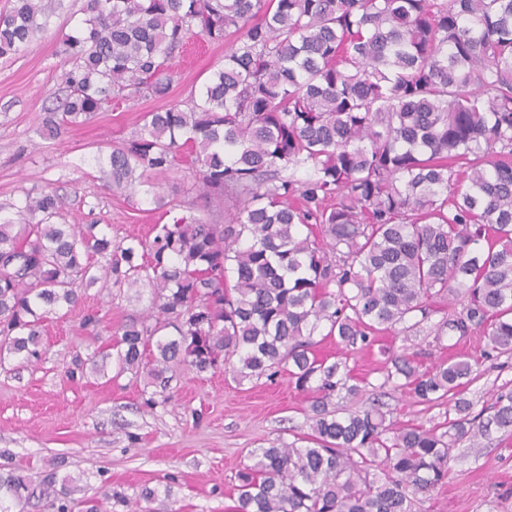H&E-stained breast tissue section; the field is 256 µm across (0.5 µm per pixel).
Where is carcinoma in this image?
Here are the masks:
<instances>
[{
    "label": "carcinoma",
    "mask_w": 512,
    "mask_h": 512,
    "mask_svg": "<svg viewBox=\"0 0 512 512\" xmlns=\"http://www.w3.org/2000/svg\"><path fill=\"white\" fill-rule=\"evenodd\" d=\"M45 11L13 0L0 13V57L42 30ZM83 12L62 38L69 94L43 118L49 136L115 99L166 98L169 61L194 35L224 43V64L190 106L145 113L95 157L112 192L170 216L151 238L59 224L67 197L55 191L26 196L18 224L0 216V367L39 359L45 322L77 306L79 288L148 286L150 310L109 344L112 379L146 376L147 406L175 365L239 386L286 370L309 395L308 445L253 450L234 512H415L454 449L512 428V392L479 421L462 397L476 361L422 371L383 349L384 383L454 413L442 432L396 428L382 403L337 409L362 386L316 356L314 337L353 347L406 334L440 298L459 307L436 336L478 331L512 352V0H85ZM184 147L201 215L151 182ZM104 321L89 311L80 327L96 337ZM70 493L44 476L57 512ZM33 496L0 468V512Z\"/></svg>",
    "instance_id": "1"
}]
</instances>
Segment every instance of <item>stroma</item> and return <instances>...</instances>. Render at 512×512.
I'll list each match as a JSON object with an SVG mask.
<instances>
[{"label": "stroma", "instance_id": "35a3bbf8", "mask_svg": "<svg viewBox=\"0 0 512 512\" xmlns=\"http://www.w3.org/2000/svg\"><path fill=\"white\" fill-rule=\"evenodd\" d=\"M83 6L84 0H63L29 44L0 58V212L16 214L26 195L53 188L69 200L63 223L96 224L115 240L141 237L159 223L160 211L142 195L113 194L93 157L128 138L144 113L187 104L223 65L225 46L193 39L171 60L167 98L123 100L86 124L44 138L45 111L54 95L64 94L70 68L61 39L80 23ZM161 183L182 205L203 207L188 153ZM81 294L78 306L59 310L47 323L39 361L15 359L0 368V465L35 483L51 471L72 479L75 501H102L105 512H232L235 475L249 464L251 450L308 435L309 402L284 371L240 386L221 370L199 374L178 367L167 400L153 408L143 403L142 379L131 375L113 380L88 368L66 378L74 357H90L107 344L81 331L86 311L106 314L117 327L142 316L152 301L148 287L111 294L95 285ZM432 308L423 331L409 340L382 336L374 345L348 348L327 339L317 350L346 358L364 379L359 406L383 395L401 424L437 426L446 409L383 387V346L405 351L423 370L458 352L477 358L481 376L464 392L475 410L493 394L512 391V354L486 351L476 334L435 339L433 329L448 306L439 300ZM146 487L155 489V500L142 499ZM416 512H512V432L495 430L476 447L458 448L447 484L421 498Z\"/></svg>", "mask_w": 512, "mask_h": 512}]
</instances>
